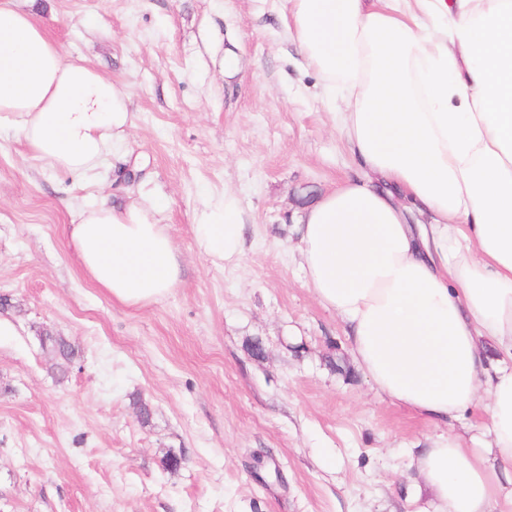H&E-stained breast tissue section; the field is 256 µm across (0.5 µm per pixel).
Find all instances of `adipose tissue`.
Instances as JSON below:
<instances>
[{
  "label": "adipose tissue",
  "instance_id": "1",
  "mask_svg": "<svg viewBox=\"0 0 512 512\" xmlns=\"http://www.w3.org/2000/svg\"><path fill=\"white\" fill-rule=\"evenodd\" d=\"M286 2L359 170L299 219L304 283L392 402L445 424L487 392L473 447L441 434L419 458L420 512H512V0ZM129 103L126 86L65 61L33 14L0 0V129L82 173L120 154ZM414 211L426 222L410 223ZM193 231L214 265L241 260L234 194L198 209ZM70 238L122 304L154 303L179 280L160 205L100 202Z\"/></svg>",
  "mask_w": 512,
  "mask_h": 512
}]
</instances>
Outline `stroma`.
I'll return each mask as SVG.
<instances>
[{
  "instance_id": "1",
  "label": "stroma",
  "mask_w": 512,
  "mask_h": 512,
  "mask_svg": "<svg viewBox=\"0 0 512 512\" xmlns=\"http://www.w3.org/2000/svg\"><path fill=\"white\" fill-rule=\"evenodd\" d=\"M282 4L17 0L65 60L128 86L143 167L78 176L0 131V512H416L417 450L476 434L483 406L444 427L384 397L303 283L291 228L358 169ZM227 190L248 233L221 267L192 224ZM115 194L162 203L179 255L146 306L113 300L69 244L76 211ZM45 332L77 345L67 371Z\"/></svg>"
}]
</instances>
